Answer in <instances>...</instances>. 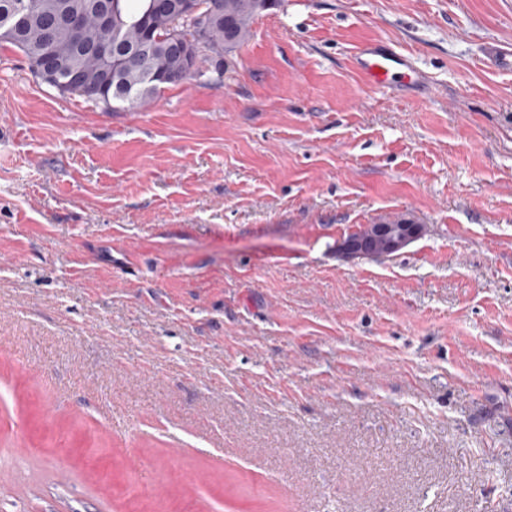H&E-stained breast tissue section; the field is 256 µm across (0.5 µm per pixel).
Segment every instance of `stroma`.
<instances>
[{
  "label": "stroma",
  "mask_w": 512,
  "mask_h": 512,
  "mask_svg": "<svg viewBox=\"0 0 512 512\" xmlns=\"http://www.w3.org/2000/svg\"><path fill=\"white\" fill-rule=\"evenodd\" d=\"M377 39L425 82L364 85ZM490 42L512 0H281L222 81L115 110L0 48V512H512ZM378 232L382 238L383 256L392 255L422 235V228L419 224H401L400 227L383 226L387 222L380 221Z\"/></svg>",
  "instance_id": "1"
}]
</instances>
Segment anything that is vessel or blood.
<instances>
[{
    "label": "vessel or blood",
    "mask_w": 512,
    "mask_h": 512,
    "mask_svg": "<svg viewBox=\"0 0 512 512\" xmlns=\"http://www.w3.org/2000/svg\"><path fill=\"white\" fill-rule=\"evenodd\" d=\"M355 72L369 85H412L419 78L408 56L382 43L363 45L352 56Z\"/></svg>",
    "instance_id": "1"
}]
</instances>
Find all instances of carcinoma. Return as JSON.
<instances>
[{
  "mask_svg": "<svg viewBox=\"0 0 512 512\" xmlns=\"http://www.w3.org/2000/svg\"><path fill=\"white\" fill-rule=\"evenodd\" d=\"M32 8L24 25L0 32V43H8L28 59L37 70L46 51H51L60 75L73 69L80 72L79 82L58 88L63 95H78L95 105L112 108L120 103L137 108L152 100L161 86L186 80L211 82L203 63L233 57L251 35L254 19L279 4V0H195L208 12V26L203 35L185 16L173 8L150 9L154 0H119L124 21L125 48L147 42L149 57L116 68L112 60L102 57L98 46L105 38L100 15L112 0H30ZM72 12L83 17L78 32L70 33L66 18ZM173 31L180 32L188 44H198L192 70H187L182 52L170 43Z\"/></svg>",
  "mask_w": 512,
  "mask_h": 512,
  "instance_id": "obj_1",
  "label": "carcinoma"
}]
</instances>
